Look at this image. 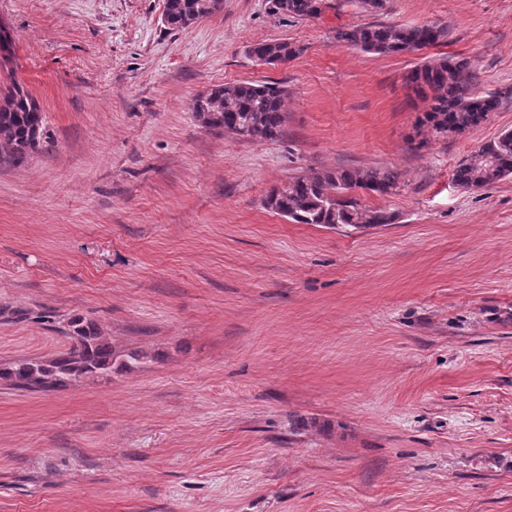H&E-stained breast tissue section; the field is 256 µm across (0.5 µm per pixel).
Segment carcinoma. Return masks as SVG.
Returning <instances> with one entry per match:
<instances>
[{
	"mask_svg": "<svg viewBox=\"0 0 512 512\" xmlns=\"http://www.w3.org/2000/svg\"><path fill=\"white\" fill-rule=\"evenodd\" d=\"M223 0H166L164 20L170 31L183 29L207 18L222 7ZM270 10L280 18L318 19L325 0H270ZM448 37V28L437 24L403 26L366 23L335 30L334 38L375 55L415 53ZM304 48L288 41L257 43L251 57L264 65H285ZM475 74L469 61L443 56L423 61L410 70L404 81L423 102L417 124L430 128L438 138H453L485 124L500 110L512 91L479 94L471 90ZM284 89L275 82L224 84L200 95L192 103L195 119L204 127L224 130L252 141L282 135ZM43 135L42 112L20 85H13L0 98V155L17 163L39 149ZM512 175V130H503L459 161L455 182L466 188H483ZM401 188L400 174L391 168L338 169L292 178L272 189L264 206L294 224L347 225L373 228L395 223L397 216L360 202L351 194L363 189L381 196ZM75 344L51 359L26 358L0 368V381L25 391L50 390L89 374L112 371V343L98 328L74 317L70 321Z\"/></svg>",
	"mask_w": 512,
	"mask_h": 512,
	"instance_id": "obj_1",
	"label": "carcinoma"
}]
</instances>
